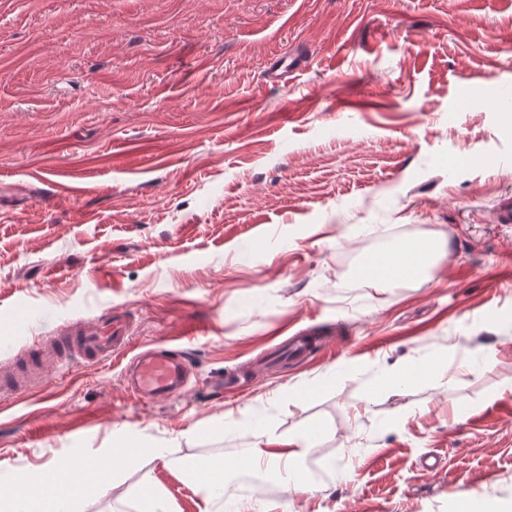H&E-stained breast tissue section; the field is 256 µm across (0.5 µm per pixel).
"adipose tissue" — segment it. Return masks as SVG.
I'll return each mask as SVG.
<instances>
[{
	"label": "adipose tissue",
	"mask_w": 512,
	"mask_h": 512,
	"mask_svg": "<svg viewBox=\"0 0 512 512\" xmlns=\"http://www.w3.org/2000/svg\"><path fill=\"white\" fill-rule=\"evenodd\" d=\"M435 257V248L424 245L418 249L402 248L367 257L357 268L358 277L379 286L395 281H409L421 276L428 261ZM310 434L289 439L288 449L278 451L256 444L248 449L243 464L257 467L270 461H282L288 467V483L302 489L301 463L311 446ZM126 468L116 449H104L99 458L88 460L80 472L64 465L47 464L38 472L16 477L9 487H0V512H67L69 505L91 491L104 488L109 476Z\"/></svg>",
	"instance_id": "ef3b65f1"
}]
</instances>
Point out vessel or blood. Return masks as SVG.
I'll use <instances>...</instances> for the list:
<instances>
[{
    "label": "vessel or blood",
    "instance_id": "b4317fda",
    "mask_svg": "<svg viewBox=\"0 0 512 512\" xmlns=\"http://www.w3.org/2000/svg\"><path fill=\"white\" fill-rule=\"evenodd\" d=\"M133 331L132 317L119 307L105 310L93 326L75 327L56 339L59 357L65 361L98 362L112 357L129 358L126 369L128 387L137 397L161 400L171 397L184 387L190 362L183 350L175 346H159L138 354H130L129 343ZM313 336H296L276 346L270 353L272 360L301 359L320 347ZM43 357L40 343L26 350L25 374L0 376V398L26 393L36 381Z\"/></svg>",
    "mask_w": 512,
    "mask_h": 512
}]
</instances>
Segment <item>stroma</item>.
Masks as SVG:
<instances>
[{
    "label": "stroma",
    "instance_id": "1",
    "mask_svg": "<svg viewBox=\"0 0 512 512\" xmlns=\"http://www.w3.org/2000/svg\"><path fill=\"white\" fill-rule=\"evenodd\" d=\"M508 200L512 0H0V374L111 306L132 350L178 339L193 369L151 402L121 361H47L50 398L0 402V482L126 437L163 449L175 512L201 459L230 464L222 512L511 506ZM423 242L446 252L419 279L357 278ZM306 329L333 350L267 365ZM395 365L430 372L381 386ZM317 426L304 490L237 464ZM145 470L72 512H138Z\"/></svg>",
    "mask_w": 512,
    "mask_h": 512
}]
</instances>
